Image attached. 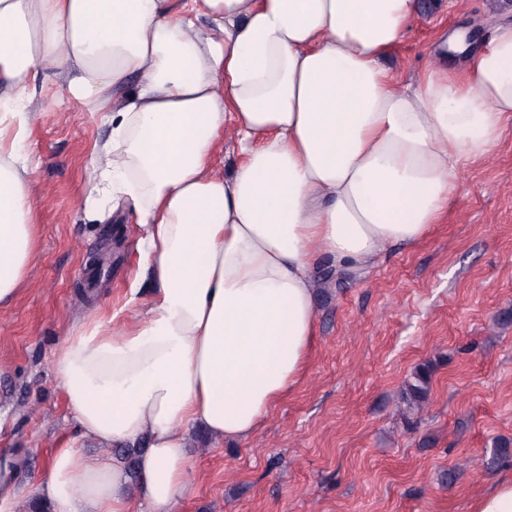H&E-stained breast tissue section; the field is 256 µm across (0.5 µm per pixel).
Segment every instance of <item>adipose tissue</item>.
<instances>
[{
  "label": "adipose tissue",
  "instance_id": "adipose-tissue-1",
  "mask_svg": "<svg viewBox=\"0 0 512 512\" xmlns=\"http://www.w3.org/2000/svg\"><path fill=\"white\" fill-rule=\"evenodd\" d=\"M418 0H0V307L36 244L24 146L36 65L112 123L91 192L140 200L151 295L79 327L55 381L87 440L119 462L55 450L51 512H173L192 430L254 435L302 376L315 275L371 266L439 223L458 172L512 131V24L483 49L459 30L415 84L386 66ZM209 20L196 26L193 14ZM233 127L239 163L212 157Z\"/></svg>",
  "mask_w": 512,
  "mask_h": 512
}]
</instances>
